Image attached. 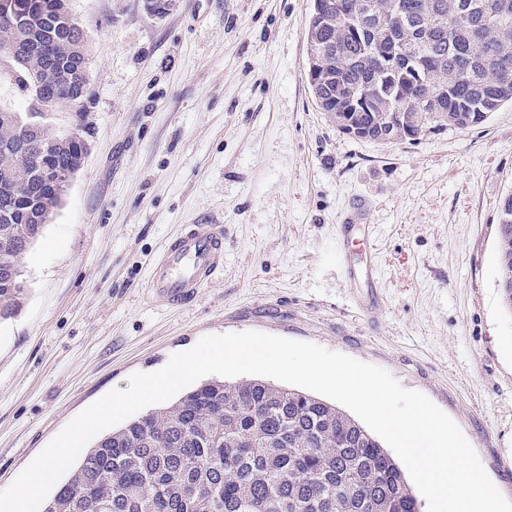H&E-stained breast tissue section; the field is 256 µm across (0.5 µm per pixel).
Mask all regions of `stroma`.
<instances>
[{
	"instance_id": "35a3bbf8",
	"label": "stroma",
	"mask_w": 512,
	"mask_h": 512,
	"mask_svg": "<svg viewBox=\"0 0 512 512\" xmlns=\"http://www.w3.org/2000/svg\"><path fill=\"white\" fill-rule=\"evenodd\" d=\"M314 0H70L91 43L89 151L0 323V490L90 404L210 334L258 331L386 369L459 426L512 500V313L497 286L512 106L414 142L339 133L306 72ZM371 201L378 303L336 252ZM224 228L192 303L147 287L185 224Z\"/></svg>"
}]
</instances>
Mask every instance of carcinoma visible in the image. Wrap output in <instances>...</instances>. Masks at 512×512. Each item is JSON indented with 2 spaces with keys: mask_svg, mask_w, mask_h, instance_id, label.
Listing matches in <instances>:
<instances>
[{
  "mask_svg": "<svg viewBox=\"0 0 512 512\" xmlns=\"http://www.w3.org/2000/svg\"><path fill=\"white\" fill-rule=\"evenodd\" d=\"M0 61L31 97L0 106V320L27 294L23 260L63 202L54 176L87 147L45 121L76 110L88 66L69 0H14ZM307 76L317 106L358 139L415 141L482 124L512 103V0H314ZM41 78L35 87V78ZM498 286L512 313V194L499 203ZM42 512H419L403 472L358 421L314 396L251 379L210 381L101 437Z\"/></svg>",
  "mask_w": 512,
  "mask_h": 512,
  "instance_id": "carcinoma-1",
  "label": "carcinoma"
}]
</instances>
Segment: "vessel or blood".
Segmentation results:
<instances>
[{"instance_id":"obj_1","label":"vessel or blood","mask_w":512,"mask_h":512,"mask_svg":"<svg viewBox=\"0 0 512 512\" xmlns=\"http://www.w3.org/2000/svg\"><path fill=\"white\" fill-rule=\"evenodd\" d=\"M373 227L362 202L351 205L337 227L336 245L348 278L375 288L378 275L372 253ZM224 266V228L219 224H187L170 240L149 275L151 294L167 304L191 302L200 288Z\"/></svg>"}]
</instances>
